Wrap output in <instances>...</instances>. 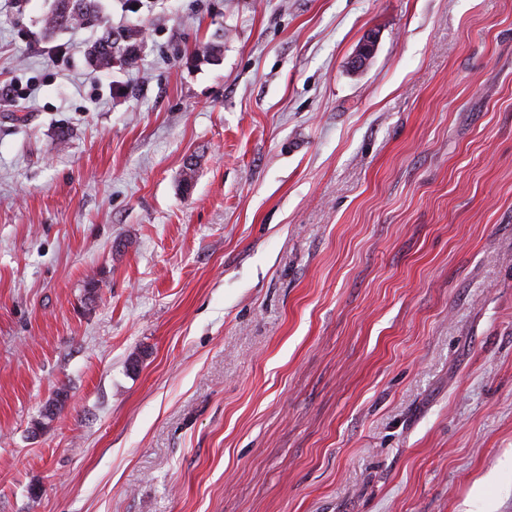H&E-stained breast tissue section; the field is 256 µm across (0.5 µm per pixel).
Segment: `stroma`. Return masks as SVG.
<instances>
[{"instance_id":"1","label":"stroma","mask_w":512,"mask_h":512,"mask_svg":"<svg viewBox=\"0 0 512 512\" xmlns=\"http://www.w3.org/2000/svg\"><path fill=\"white\" fill-rule=\"evenodd\" d=\"M51 3L0 0V512H512V0H99L107 72ZM67 1L71 0H54V8L45 19L48 33L54 34L76 26H99L102 29L101 34L88 51L92 65L98 69H112L115 61L127 66L135 63L136 48L141 41V29L129 27L115 33L102 21L98 0H72L78 7L73 6L70 10L66 9Z\"/></svg>"}]
</instances>
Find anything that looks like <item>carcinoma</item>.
<instances>
[{
  "label": "carcinoma",
  "mask_w": 512,
  "mask_h": 512,
  "mask_svg": "<svg viewBox=\"0 0 512 512\" xmlns=\"http://www.w3.org/2000/svg\"><path fill=\"white\" fill-rule=\"evenodd\" d=\"M67 0H54V8L45 19L46 31L50 34L76 26L101 27V34L88 51V57L96 68H112L119 62L131 66L136 60V48L141 41L142 30L129 27L119 32L112 31L100 17L98 0H74L78 7L66 9Z\"/></svg>",
  "instance_id": "cac0c4a2"
}]
</instances>
